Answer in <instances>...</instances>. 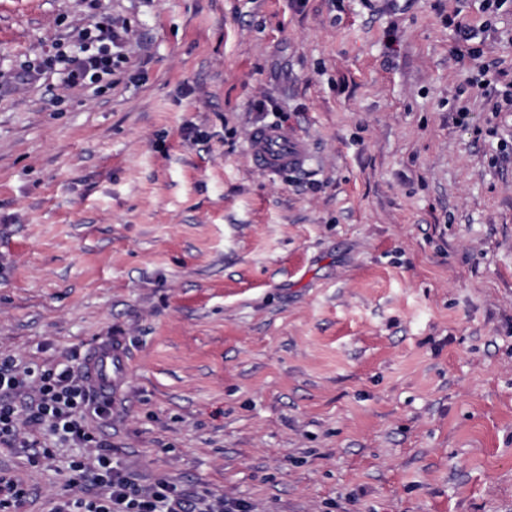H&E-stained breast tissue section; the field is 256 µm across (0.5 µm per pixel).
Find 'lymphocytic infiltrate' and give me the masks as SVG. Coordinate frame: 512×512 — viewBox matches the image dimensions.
I'll return each instance as SVG.
<instances>
[{"mask_svg": "<svg viewBox=\"0 0 512 512\" xmlns=\"http://www.w3.org/2000/svg\"><path fill=\"white\" fill-rule=\"evenodd\" d=\"M77 38L78 51L63 59L69 82L80 86L101 83L119 61L110 46L111 15L94 17ZM111 406L110 394L92 384L84 366L37 365L19 370L12 363L0 362L1 447H13L21 434L20 424L26 420L35 426H47L59 439L96 449L93 461L80 458L70 464V483L83 482L91 468L98 488L92 499L74 500L77 512H189L169 482L159 480L146 488L134 484L106 450L103 440L86 427L87 415L106 418Z\"/></svg>", "mask_w": 512, "mask_h": 512, "instance_id": "f902f5d3", "label": "lymphocytic infiltrate"}]
</instances>
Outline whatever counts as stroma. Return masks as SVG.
I'll return each mask as SVG.
<instances>
[{
  "label": "stroma",
  "mask_w": 512,
  "mask_h": 512,
  "mask_svg": "<svg viewBox=\"0 0 512 512\" xmlns=\"http://www.w3.org/2000/svg\"><path fill=\"white\" fill-rule=\"evenodd\" d=\"M104 12L101 92L19 81ZM510 83L512 0H0V359L123 341L89 426L189 503L512 512ZM46 443L0 448L20 512L90 494ZM249 154L254 164L263 170H297L306 162L308 147L292 131L277 125H267L253 130L249 139Z\"/></svg>",
  "instance_id": "obj_1"
}]
</instances>
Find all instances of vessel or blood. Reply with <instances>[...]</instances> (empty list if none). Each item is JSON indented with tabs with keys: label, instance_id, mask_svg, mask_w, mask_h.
<instances>
[{
	"label": "vessel or blood",
	"instance_id": "1",
	"mask_svg": "<svg viewBox=\"0 0 512 512\" xmlns=\"http://www.w3.org/2000/svg\"><path fill=\"white\" fill-rule=\"evenodd\" d=\"M249 154L254 164L263 170H296L305 164L308 147L292 131L267 125L253 130L249 139ZM88 367L97 384L120 389L129 370L127 353L118 342L97 347Z\"/></svg>",
	"mask_w": 512,
	"mask_h": 512
}]
</instances>
